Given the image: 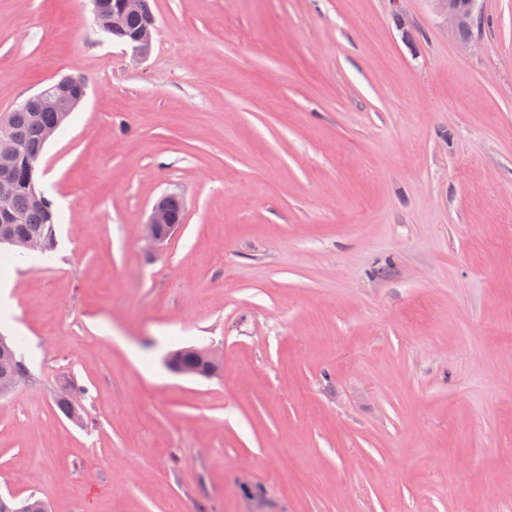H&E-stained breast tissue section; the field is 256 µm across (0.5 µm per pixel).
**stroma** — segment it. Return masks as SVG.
Here are the masks:
<instances>
[{
    "instance_id": "1",
    "label": "stroma",
    "mask_w": 512,
    "mask_h": 512,
    "mask_svg": "<svg viewBox=\"0 0 512 512\" xmlns=\"http://www.w3.org/2000/svg\"><path fill=\"white\" fill-rule=\"evenodd\" d=\"M0 0V113L44 147L52 256L0 267L28 380L0 495L50 512H512V0ZM185 205L157 252L142 226ZM221 351L210 379L165 355ZM74 381L83 423L56 407ZM95 1L99 10L104 12H96L95 23L104 32L108 34L112 32V39H114V34L119 33L122 29L121 23L124 15H130L123 19L124 27L127 30H136L143 22L144 18L138 16L143 11V0H120L117 12L112 11L117 9V0ZM477 1L432 0L436 11L444 16L448 22V28L456 36H459L461 30L468 28L471 20L478 16L475 9ZM154 26L155 20L153 15H148L146 23L134 34H131L130 38L123 43L131 50L135 57L144 58L150 53Z\"/></svg>"
}]
</instances>
